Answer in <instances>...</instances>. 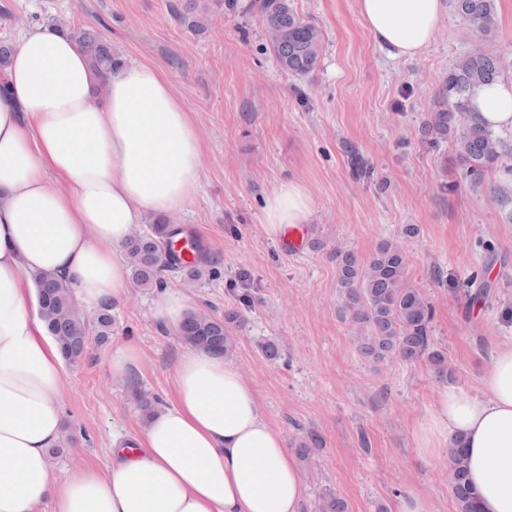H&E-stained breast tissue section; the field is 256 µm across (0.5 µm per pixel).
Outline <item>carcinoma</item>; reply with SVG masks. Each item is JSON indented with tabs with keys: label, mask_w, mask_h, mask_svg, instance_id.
<instances>
[{
	"label": "carcinoma",
	"mask_w": 512,
	"mask_h": 512,
	"mask_svg": "<svg viewBox=\"0 0 512 512\" xmlns=\"http://www.w3.org/2000/svg\"><path fill=\"white\" fill-rule=\"evenodd\" d=\"M454 12L476 32L490 38L495 33L497 0H451ZM177 15L189 21L191 29L201 31L206 25V8L200 0H185L176 8ZM248 12L254 15L266 33L267 45L281 70L291 76H309L318 68L323 52L321 30L302 18L293 0H250ZM70 37L101 74L112 71L117 58L102 35L90 28L74 27ZM504 61L499 55L474 47L452 63L444 79L436 109L423 124L426 137L454 138L463 174L472 182L483 180L485 173L512 148L493 132L476 122L467 107L470 87L492 82L504 76ZM149 232L134 233L123 246V255L138 288L162 285V273L179 271L192 280H201L208 269L196 245L194 260L184 265L169 251L170 239L180 230L168 224H152ZM343 306L352 325L360 334L358 349L365 357L383 362L393 356L416 361L428 356L440 378H452L445 359L431 350L433 310L423 293L407 282L408 258L405 248L394 241L381 242L363 258L349 250L335 253ZM37 290L38 311L51 335L58 342L65 361L76 366L89 354L92 343L105 344L112 335L115 318L111 307L103 305L94 317L76 304L74 288L50 272L33 276ZM246 322L241 308L224 315L190 313L177 329L180 341L190 349L217 356L232 354L236 346L233 327ZM323 442L309 433L295 443L300 457H309ZM449 484L457 512H478L464 469L459 448L449 449ZM320 512H348L345 500L332 492L320 497Z\"/></svg>",
	"instance_id": "obj_1"
}]
</instances>
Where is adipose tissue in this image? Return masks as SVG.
<instances>
[{"instance_id": "1", "label": "adipose tissue", "mask_w": 512, "mask_h": 512, "mask_svg": "<svg viewBox=\"0 0 512 512\" xmlns=\"http://www.w3.org/2000/svg\"><path fill=\"white\" fill-rule=\"evenodd\" d=\"M357 7L373 39L405 60L444 18L443 0ZM468 100L485 127L512 131V87L478 84ZM202 151L192 112L157 65L126 63L99 81L61 27L40 21L0 68V512H300L306 484L284 437L238 368L201 350L182 355L172 399L107 472L62 480L50 464L63 435V357L33 275H57L89 306L125 297L124 243L146 217L192 203ZM310 218L299 182L264 202L269 237ZM414 436L427 456L462 449L480 512H512V342L496 350L480 393L441 386L437 414Z\"/></svg>"}]
</instances>
